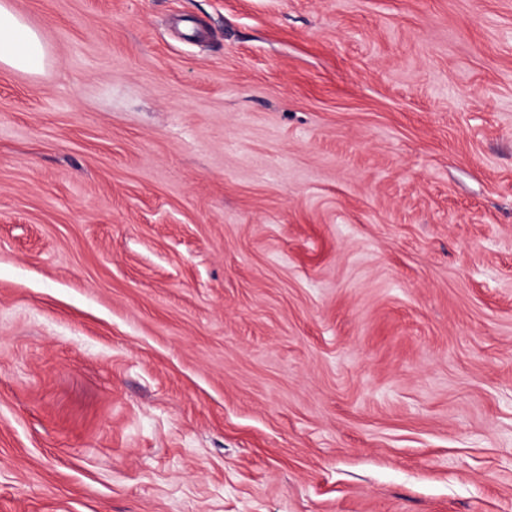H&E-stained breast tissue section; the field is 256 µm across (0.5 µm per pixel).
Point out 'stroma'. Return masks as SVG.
Here are the masks:
<instances>
[{"label": "stroma", "instance_id": "stroma-1", "mask_svg": "<svg viewBox=\"0 0 512 512\" xmlns=\"http://www.w3.org/2000/svg\"><path fill=\"white\" fill-rule=\"evenodd\" d=\"M0 512H512V0H10ZM48 59L41 35L14 11L8 0L0 2V67L39 72Z\"/></svg>", "mask_w": 512, "mask_h": 512}]
</instances>
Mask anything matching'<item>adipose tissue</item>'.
<instances>
[{"instance_id":"ef3b65f1","label":"adipose tissue","mask_w":512,"mask_h":512,"mask_svg":"<svg viewBox=\"0 0 512 512\" xmlns=\"http://www.w3.org/2000/svg\"><path fill=\"white\" fill-rule=\"evenodd\" d=\"M48 59V49L38 31L14 11L9 0H0V67L38 72Z\"/></svg>"}]
</instances>
